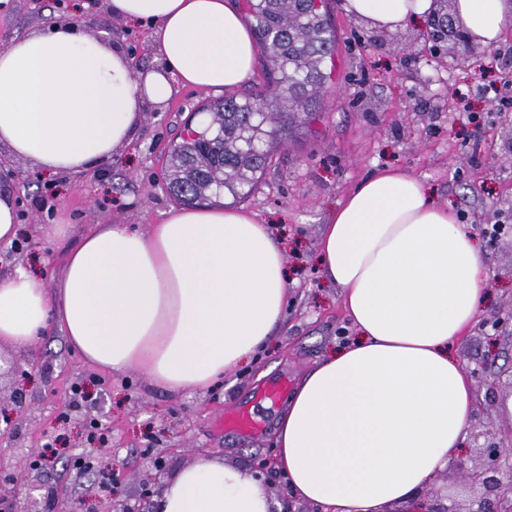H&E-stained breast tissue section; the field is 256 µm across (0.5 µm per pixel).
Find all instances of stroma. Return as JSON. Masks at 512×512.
<instances>
[{
    "instance_id": "1",
    "label": "stroma",
    "mask_w": 512,
    "mask_h": 512,
    "mask_svg": "<svg viewBox=\"0 0 512 512\" xmlns=\"http://www.w3.org/2000/svg\"><path fill=\"white\" fill-rule=\"evenodd\" d=\"M333 0L336 29L332 79L322 112L294 130L274 156L262 184L242 202L282 241L288 268V317L259 363L225 377L204 393H171L138 370L121 374L84 362L54 332L34 347L0 346V512H115L128 505L151 512L145 488L160 491L201 457L247 469L274 454V432L241 438L218 429L224 414L254 407L275 421L278 407L255 403L262 379L291 382L347 334L338 290L317 262V238L348 192L384 167L419 177L433 197L451 205L479 236L490 273L480 325L457 345L467 370L488 351L512 365V330L489 342L483 323L512 309V112L497 111L491 91L512 81V28L496 44L459 54L453 41L432 44L427 24L376 30ZM71 24L120 44L133 71L157 67L146 27L112 17L103 0H0V47L17 35ZM215 93L187 87L165 106H145L133 144L104 170L52 173L0 146L12 171L0 190L15 199L19 232L0 245V274L19 265L56 275L63 249L91 224L147 226L175 204L164 182L168 150L185 123H199ZM481 117L480 124L468 114ZM68 223L60 240L40 237L43 224ZM82 386L87 399L77 398ZM475 421L512 432L502 407L512 381L478 387ZM98 422L107 443L90 440ZM111 474L113 491L100 487Z\"/></svg>"
}]
</instances>
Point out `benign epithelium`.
<instances>
[{
	"label": "benign epithelium",
	"instance_id": "7a95c632",
	"mask_svg": "<svg viewBox=\"0 0 512 512\" xmlns=\"http://www.w3.org/2000/svg\"><path fill=\"white\" fill-rule=\"evenodd\" d=\"M483 440L468 448L457 462L465 481L481 491L476 507L465 512H512V443L491 433H475L473 440ZM388 512H453L437 495L398 506Z\"/></svg>",
	"mask_w": 512,
	"mask_h": 512
}]
</instances>
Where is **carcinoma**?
<instances>
[{"mask_svg":"<svg viewBox=\"0 0 512 512\" xmlns=\"http://www.w3.org/2000/svg\"><path fill=\"white\" fill-rule=\"evenodd\" d=\"M246 17L264 58L266 90L204 107L209 123L185 127L172 144L166 185L184 204L221 194L242 201L258 188L276 148L288 133L314 119L330 74L336 32L327 0H245Z\"/></svg>","mask_w":512,"mask_h":512,"instance_id":"1","label":"carcinoma"}]
</instances>
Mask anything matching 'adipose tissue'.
<instances>
[{"label":"adipose tissue","mask_w":512,"mask_h":512,"mask_svg":"<svg viewBox=\"0 0 512 512\" xmlns=\"http://www.w3.org/2000/svg\"><path fill=\"white\" fill-rule=\"evenodd\" d=\"M113 16L151 23L162 67L132 75L116 43L67 25L0 49V144L53 171L111 164L145 103L178 87L216 93L251 80L254 41L233 0H107ZM352 17L394 29L434 0H345ZM471 37L512 25L504 0H455ZM318 259L340 290L353 342L306 371L278 420L274 464L293 496L323 512L411 503L466 448L475 382L455 353L481 313L482 248L451 206L386 167L322 225ZM283 250L243 209L173 207L147 231L96 224L53 281L19 267L0 276V344L58 330L89 362L137 369L170 392L202 390L251 364L285 317ZM157 512H269L263 477L202 458L155 498Z\"/></svg>","instance_id":"adipose-tissue-1"}]
</instances>
